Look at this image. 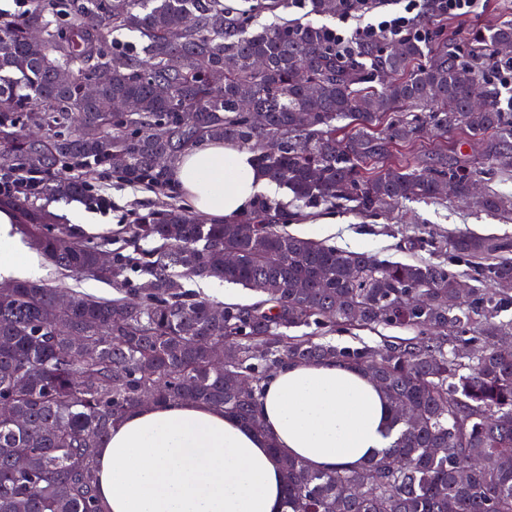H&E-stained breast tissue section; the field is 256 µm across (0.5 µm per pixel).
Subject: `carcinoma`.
I'll return each mask as SVG.
<instances>
[{
	"mask_svg": "<svg viewBox=\"0 0 512 512\" xmlns=\"http://www.w3.org/2000/svg\"><path fill=\"white\" fill-rule=\"evenodd\" d=\"M305 4L318 16L340 8V0ZM291 8V0H26L20 13L0 11V171L29 173L43 193L65 199L88 193L105 166L161 186L168 167L210 139L249 150L268 180L308 204L378 216L449 189L512 216V195L490 186L512 172L503 147L512 113L480 82L483 65L512 46V23L476 36L465 60L446 41L415 38L390 49L364 42L348 59L324 24L254 28L262 14ZM122 31L141 45L111 38ZM121 100L137 110H117ZM341 119L350 123L339 136ZM456 129L483 145L481 161L389 165L394 145ZM71 164L80 175L59 176ZM0 206L49 263L115 291L0 287V401L10 409L0 419V512H103L94 448L147 402H204L261 430L262 383L286 361L342 362L369 375L399 434L355 470L287 458L285 512H512V350L500 349L512 342V319L500 318L512 309L507 245L460 233L450 264L394 262L291 234L280 208L260 198L250 215L218 224L179 207L140 215L125 254L110 238L51 223L31 200L0 195ZM243 224L254 225L252 235ZM140 240L154 249L140 250ZM462 265L477 285L450 307ZM197 279L263 299L224 306L217 318L213 302L186 287ZM422 294L426 302L414 304ZM380 327L415 336L356 348L323 337ZM212 345L224 349L223 364L211 359Z\"/></svg>",
	"mask_w": 512,
	"mask_h": 512,
	"instance_id": "1",
	"label": "carcinoma"
}]
</instances>
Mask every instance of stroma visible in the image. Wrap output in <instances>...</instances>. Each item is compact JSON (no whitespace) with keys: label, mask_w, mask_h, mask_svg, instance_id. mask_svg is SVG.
<instances>
[{"label":"stroma","mask_w":512,"mask_h":512,"mask_svg":"<svg viewBox=\"0 0 512 512\" xmlns=\"http://www.w3.org/2000/svg\"><path fill=\"white\" fill-rule=\"evenodd\" d=\"M512 23V0H488L484 12L474 20L460 21L433 17V36L448 38L455 48L467 46L473 33ZM445 153L449 160L479 161L481 149L457 131L444 137H431L414 146L397 147L392 161L402 164L421 154ZM98 186L107 188L112 198L108 214L94 213L93 223L76 226L83 235L100 238L128 229L138 215L162 209L169 203H182L174 183L156 188L140 182L130 183L112 172H103ZM271 202L290 214V233L307 236L312 224H332L336 231L324 238L326 244L349 251L369 252L393 261H436L450 256L449 240L469 232L512 243V220L492 216L457 202L444 199L428 203H406L392 214L370 218L353 211L327 210L296 201L286 188L271 194Z\"/></svg>","instance_id":"35a3bbf8"}]
</instances>
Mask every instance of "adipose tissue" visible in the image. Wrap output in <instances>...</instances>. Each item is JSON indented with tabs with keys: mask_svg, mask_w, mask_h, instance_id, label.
<instances>
[{
	"mask_svg": "<svg viewBox=\"0 0 512 512\" xmlns=\"http://www.w3.org/2000/svg\"><path fill=\"white\" fill-rule=\"evenodd\" d=\"M192 210L220 222L274 186L248 150L205 140L171 172ZM0 211V282L44 277L39 255ZM260 430L205 403L148 404L127 414L97 451L104 512H283L280 457L319 470L356 468L398 435L380 388L337 362H287L263 383ZM275 448H267V439Z\"/></svg>",
	"mask_w": 512,
	"mask_h": 512,
	"instance_id": "1",
	"label": "adipose tissue"
}]
</instances>
